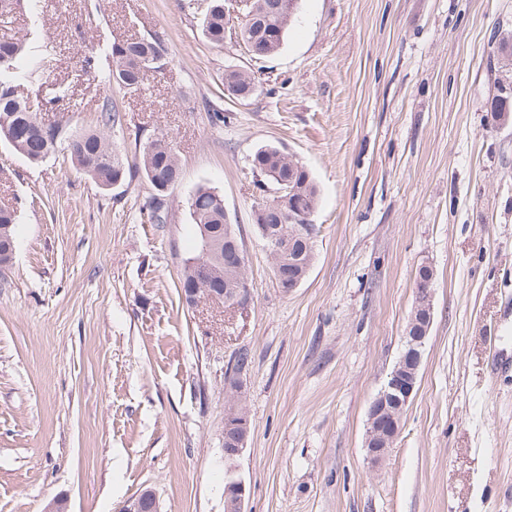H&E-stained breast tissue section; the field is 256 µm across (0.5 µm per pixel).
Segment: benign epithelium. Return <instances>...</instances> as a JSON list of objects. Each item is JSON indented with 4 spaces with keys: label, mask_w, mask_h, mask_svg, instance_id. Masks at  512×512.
<instances>
[{
    "label": "benign epithelium",
    "mask_w": 512,
    "mask_h": 512,
    "mask_svg": "<svg viewBox=\"0 0 512 512\" xmlns=\"http://www.w3.org/2000/svg\"><path fill=\"white\" fill-rule=\"evenodd\" d=\"M297 191L293 187L288 189V195L281 192L275 193L271 200L261 201L255 207V213L261 215L272 211L280 217H287L291 210V194ZM268 250L276 258L275 268L276 281L281 291L289 294L299 287L307 273L303 272L297 259L287 255V247L296 240L308 242L306 230L301 225L288 232H277L272 234L265 232L263 236ZM420 301L415 306L411 317L412 340L408 344L406 357L402 358L394 371L388 375L379 394L374 398V408L370 415L367 434L365 439V450L367 460L377 465L384 461L391 453V447L398 435L400 421L398 413L409 403L416 385L418 368L423 357V347L432 324L433 311V290L427 288L419 292ZM182 296L187 308L195 310L203 302H222L228 296L238 304L247 301L249 290L246 280H241L239 286L232 288L229 292L223 291H201L194 286L182 290ZM228 376L233 382L227 385L229 395L227 405L236 406L244 386V372L229 370ZM239 430L234 434H224V457L230 463L239 457L247 446L249 425L246 421L238 423ZM224 500H226V512H246V486L239 479L234 478L225 487ZM119 512H160L159 498L157 493L150 489H142L132 495Z\"/></svg>",
    "instance_id": "7a95c632"
}]
</instances>
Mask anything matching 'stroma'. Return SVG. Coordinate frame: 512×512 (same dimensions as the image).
<instances>
[{"label":"stroma","instance_id":"obj_1","mask_svg":"<svg viewBox=\"0 0 512 512\" xmlns=\"http://www.w3.org/2000/svg\"><path fill=\"white\" fill-rule=\"evenodd\" d=\"M186 0H40L43 32L76 57L159 36L169 62L144 93L73 87L111 140L168 135L182 177L157 194L140 177L101 190L57 148L33 164L0 139V202L19 215L0 278V512H118L144 488L161 512H224L229 474L247 512H512V122H496L497 48L512 0H299L280 51L246 54L230 14L223 46ZM256 77L224 94L225 70ZM282 148L318 189L310 270L291 294L253 226L250 169ZM224 197L247 255L249 299L187 310L196 250L187 202ZM166 223H149L153 197ZM435 273L433 323L392 452L365 461L368 408L403 349L419 267ZM252 363L247 447L224 458V372Z\"/></svg>","mask_w":512,"mask_h":512}]
</instances>
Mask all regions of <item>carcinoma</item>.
<instances>
[{"label": "carcinoma", "mask_w": 512, "mask_h": 512, "mask_svg": "<svg viewBox=\"0 0 512 512\" xmlns=\"http://www.w3.org/2000/svg\"><path fill=\"white\" fill-rule=\"evenodd\" d=\"M27 6L33 18H38L37 0H0V19H6ZM275 0H253L247 13L253 14L240 28L245 42L262 44V52L269 56L280 49L288 30L292 14L288 12V0H282V8L275 9ZM187 8L200 22L203 36L212 44L224 43L227 26L223 0H189ZM30 34L0 39V132L7 129L14 142L12 148L32 163H39L55 152L58 143L68 141L72 165L89 176L103 189L112 188L116 180L137 175L149 183L155 181L175 186L181 177V167L173 144L165 136H157L144 142L139 148V162L135 167L125 164L122 155L112 147L111 129L119 123V116L106 98L98 106L99 128L80 133H70L60 121H44L32 109L25 87L34 82L42 84L55 79L57 49H35L29 45ZM29 57L28 66L21 70L18 61ZM167 65V50L156 36L138 40L122 39L112 42L109 53L107 79L126 91L142 92L150 75ZM498 65L501 71H512V42L503 38L499 43ZM95 73V57L86 54L78 60L73 70V80L85 82ZM224 88L229 96L244 100L256 91L254 77L239 70L224 72ZM252 170L261 179L259 188L277 185L288 190V183H303L302 192L296 194V209L306 214L316 209L318 190L309 173L302 167H288V154L278 147L261 148L252 158ZM188 210L195 226L196 238L202 239V227L216 231L217 255L211 260L202 288H233L245 272L230 268V259L237 248L243 246L242 238L233 224L226 221L224 197L210 187H200L188 201ZM18 216L14 207L0 204V273L12 262L11 242L15 241V224Z\"/></svg>", "instance_id": "carcinoma-1"}]
</instances>
